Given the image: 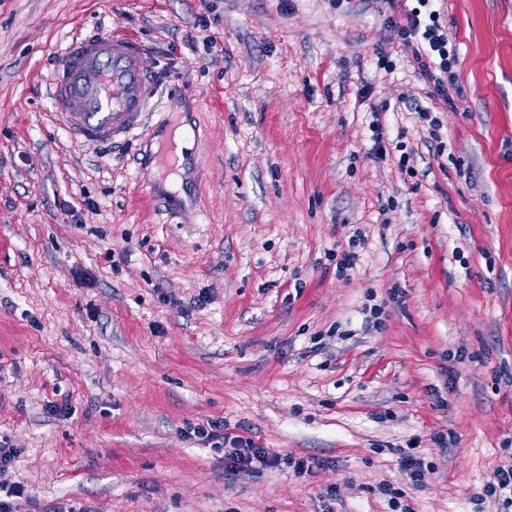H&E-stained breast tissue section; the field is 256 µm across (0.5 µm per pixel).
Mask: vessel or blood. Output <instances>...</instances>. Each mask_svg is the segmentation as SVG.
I'll return each instance as SVG.
<instances>
[{
	"label": "vessel or blood",
	"instance_id": "obj_1",
	"mask_svg": "<svg viewBox=\"0 0 512 512\" xmlns=\"http://www.w3.org/2000/svg\"><path fill=\"white\" fill-rule=\"evenodd\" d=\"M158 96L141 41L125 34L72 39L50 80L55 115L90 147L127 144L154 114Z\"/></svg>",
	"mask_w": 512,
	"mask_h": 512
}]
</instances>
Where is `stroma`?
Masks as SVG:
<instances>
[{"mask_svg":"<svg viewBox=\"0 0 512 512\" xmlns=\"http://www.w3.org/2000/svg\"><path fill=\"white\" fill-rule=\"evenodd\" d=\"M416 5L0 0V441L23 512H391L385 484L473 512L512 453V0H435L452 106L395 28ZM110 33L199 133L179 215L154 123L96 151L52 113L57 53ZM216 420L316 465L233 471ZM415 436L438 466L420 487L393 452Z\"/></svg>","mask_w":512,"mask_h":512,"instance_id":"35a3bbf8","label":"stroma"}]
</instances>
